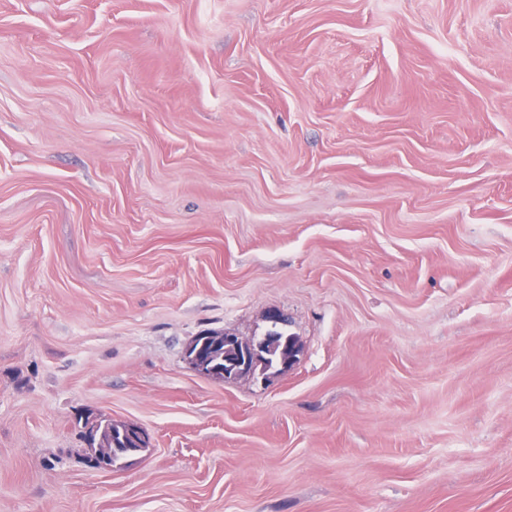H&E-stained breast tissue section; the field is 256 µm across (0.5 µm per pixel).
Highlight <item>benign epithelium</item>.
<instances>
[{
  "label": "benign epithelium",
  "instance_id": "7a95c632",
  "mask_svg": "<svg viewBox=\"0 0 512 512\" xmlns=\"http://www.w3.org/2000/svg\"><path fill=\"white\" fill-rule=\"evenodd\" d=\"M224 345V367L212 363L210 351L218 345ZM301 344L297 337L286 335L277 330H271L258 340H243L235 333L203 332L194 337L187 345L184 359L187 365L197 373L218 383L226 382L257 373L265 374L268 370L278 367L282 371L291 370L298 361ZM123 436L137 446H149L146 431L128 424L117 425ZM92 455L90 463L99 464L110 469L107 461L112 457V447L115 442L112 437L92 430L88 438Z\"/></svg>",
  "mask_w": 512,
  "mask_h": 512
}]
</instances>
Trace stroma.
<instances>
[{
  "label": "stroma",
  "mask_w": 512,
  "mask_h": 512,
  "mask_svg": "<svg viewBox=\"0 0 512 512\" xmlns=\"http://www.w3.org/2000/svg\"><path fill=\"white\" fill-rule=\"evenodd\" d=\"M0 512H512V0H0ZM268 320L272 323V329L276 324H283L282 316L277 311L269 312ZM272 329L258 341L243 340L230 331L203 332L187 345L184 359L191 369L218 383L255 376L257 371L264 375L275 367H280L279 371H289L298 361L301 344L296 336ZM222 343L224 346L215 349L213 355L209 354ZM212 359L219 367L212 363ZM89 447L92 450V455L90 459L91 464H100V468H105L107 470L110 469V466L106 463L112 457V465L120 456H127L130 453L140 452L138 448H126L120 443L118 448L114 449V454L112 455V447H114L115 442L112 439V431H109V437L104 436V433H97V427L92 430L91 436L88 438Z\"/></svg>",
  "instance_id": "35a3bbf8"
}]
</instances>
